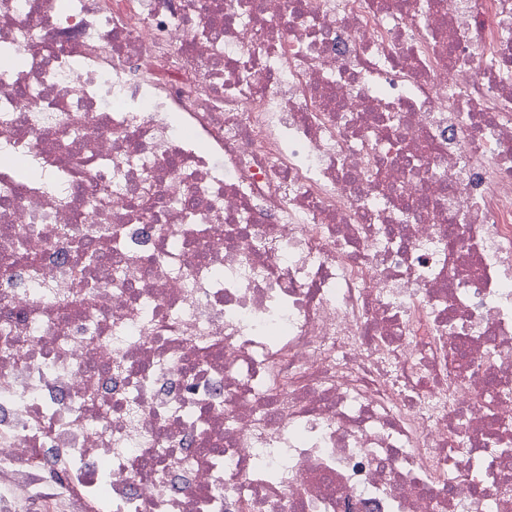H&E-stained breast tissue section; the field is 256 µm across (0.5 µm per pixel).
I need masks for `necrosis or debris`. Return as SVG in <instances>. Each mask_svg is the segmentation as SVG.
<instances>
[{"mask_svg":"<svg viewBox=\"0 0 512 512\" xmlns=\"http://www.w3.org/2000/svg\"><path fill=\"white\" fill-rule=\"evenodd\" d=\"M0 52V500L512 512V0H0Z\"/></svg>","mask_w":512,"mask_h":512,"instance_id":"1","label":"necrosis or debris"}]
</instances>
